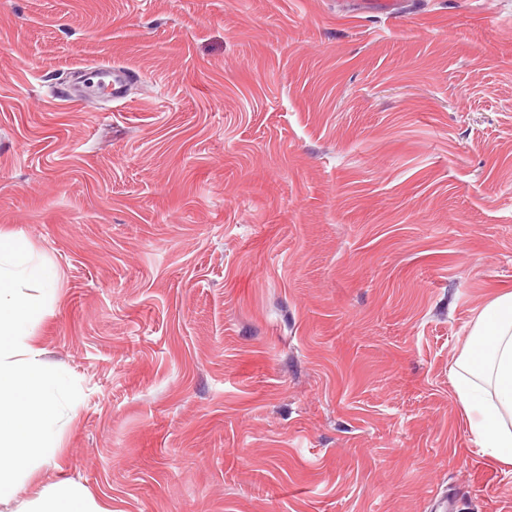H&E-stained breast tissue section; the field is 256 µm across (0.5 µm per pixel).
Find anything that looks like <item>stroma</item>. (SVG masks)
I'll list each match as a JSON object with an SVG mask.
<instances>
[{"instance_id":"obj_1","label":"stroma","mask_w":512,"mask_h":512,"mask_svg":"<svg viewBox=\"0 0 512 512\" xmlns=\"http://www.w3.org/2000/svg\"><path fill=\"white\" fill-rule=\"evenodd\" d=\"M0 233L80 390L0 512H512L448 379L512 291V0H0ZM94 69L101 75V77L111 78V81H109L108 85L105 83L103 84L107 89L105 93L100 95L97 92H89L83 96L84 100L106 97L111 101H120L125 98L127 77L124 73L122 75H117L116 70L112 68V62L99 63L94 67ZM32 512H112L94 501L85 499L73 486L62 482L46 497L40 499L38 510Z\"/></svg>"}]
</instances>
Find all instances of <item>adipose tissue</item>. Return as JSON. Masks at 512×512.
I'll use <instances>...</instances> for the list:
<instances>
[{
    "mask_svg": "<svg viewBox=\"0 0 512 512\" xmlns=\"http://www.w3.org/2000/svg\"><path fill=\"white\" fill-rule=\"evenodd\" d=\"M453 393L483 455L512 467V291L478 315L450 371ZM37 512H108L67 483L40 499Z\"/></svg>",
    "mask_w": 512,
    "mask_h": 512,
    "instance_id": "ef3b65f1",
    "label": "adipose tissue"
}]
</instances>
